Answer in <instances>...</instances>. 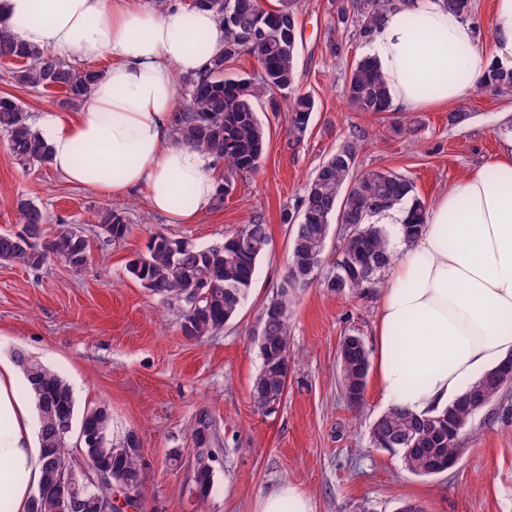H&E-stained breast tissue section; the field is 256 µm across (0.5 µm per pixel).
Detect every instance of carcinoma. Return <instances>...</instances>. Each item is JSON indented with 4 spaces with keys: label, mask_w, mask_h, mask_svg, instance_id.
Instances as JSON below:
<instances>
[{
    "label": "carcinoma",
    "mask_w": 512,
    "mask_h": 512,
    "mask_svg": "<svg viewBox=\"0 0 512 512\" xmlns=\"http://www.w3.org/2000/svg\"><path fill=\"white\" fill-rule=\"evenodd\" d=\"M388 0H336V30L353 26L352 37L367 40L382 17ZM448 10L469 18L474 0H444ZM192 8L212 12L224 25V51L213 56L199 75L185 79L183 100L176 111L175 131L187 145L215 156L230 174L255 172L266 149L267 134L257 117L255 104L266 97L272 109L279 98L288 102L289 132L300 138L308 129L314 100L308 95L288 96L296 83L298 55L297 0H278L273 9L258 0H193ZM253 57L259 70L255 76L226 74L228 64L241 56ZM14 57L23 65L12 72L19 84L35 91L51 88L65 92L69 108L80 107L99 77L95 70L79 69L51 53L19 40L0 18V59ZM478 88L512 97V69L492 65ZM345 98L356 112L381 113L391 109L387 86L372 61L364 57L351 68L345 81ZM0 131L5 133L12 154L22 162L49 163V148L42 134L28 122L22 106L13 98L0 97ZM359 139L343 141L318 167L306 185L301 200L302 215L291 240L287 276L275 297L264 306V342L259 344L263 363L252 386L254 405L260 409L281 399L287 388L290 357L292 289L309 284L305 272L317 267L327 246L330 224L350 226L335 271L323 288L336 295L353 294L375 283L392 262L391 233L374 217L395 205L407 207L399 231L408 240L417 239L425 228L427 205L414 193L413 183L403 174L386 169H361ZM23 231L32 243L21 246L14 234H0V261L42 266L53 256L71 270L81 271L89 262L88 240L72 228L58 232L47 244V215L41 207L18 201ZM99 234L109 241L125 237L128 225L106 211L99 215ZM267 225L254 219L224 237V244L201 247L190 240L172 239L163 233L148 241L146 253L130 261L127 271L143 287L181 307V329L185 336L200 340L213 336L234 320L245 300L256 272V264L268 245ZM361 337H344L338 349L342 390L355 399L360 410L370 370L367 346L356 348ZM28 388L37 400L40 441L44 452V479L32 498L29 512H60L56 489L66 478L65 469L51 463H73L71 434H62L65 420H75L76 400L70 385L57 373L23 351L14 352ZM512 376L490 370L475 380L446 409L432 417H418L404 407H394L372 423V444L401 455L405 468L420 477L437 475L433 463L463 452V435L471 418L491 403ZM112 416L99 407L83 413L78 430L97 437L88 443L77 437L83 457L92 459L102 472H111L114 485H144L143 448L139 437L127 433L121 445L112 443ZM195 450L189 459L193 491L205 503L214 489V456L211 419L196 414L191 425Z\"/></svg>",
    "instance_id": "obj_1"
}]
</instances>
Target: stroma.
I'll return each mask as SVG.
<instances>
[{
  "mask_svg": "<svg viewBox=\"0 0 512 512\" xmlns=\"http://www.w3.org/2000/svg\"><path fill=\"white\" fill-rule=\"evenodd\" d=\"M333 11L332 0L298 2L294 90L315 101L307 132L294 141L287 110L257 105L269 132L259 167L236 178L198 223H169L149 210L144 192L113 198L69 183L51 166L20 163L0 135V233L21 230L18 202L27 199L48 212L47 234L77 225L91 247V260L78 273L55 258L37 269L0 262V357L23 350L70 384L79 410L107 408L113 441L130 431L139 436L143 512H197L189 465L173 464L169 455L191 454L189 425L202 409L219 440L207 512H255L259 498L288 481L311 495L315 512H395L404 499L418 501L425 512H512V385L473 416L465 451L450 471L419 477L405 470L399 455L372 445L370 423L384 411L376 384L368 382L363 410L351 408L337 353L344 336L371 341L377 289L330 295L320 286L340 256L342 225H331L316 279L295 300L287 389L265 409L253 404L262 366L258 318L288 268L290 227L283 215H300L305 186L323 160L358 133L360 168L407 176L430 204L512 138V98L486 90L458 101L471 114L467 124L449 125V108H434L420 112L422 127L414 135L395 133L401 111L352 110L344 83L365 45L350 38L341 55L329 54ZM13 68L0 60V95L17 99L30 121L45 112L68 115L64 92L13 83ZM106 209L128 224L123 239L100 236L92 217ZM258 216L269 244L238 317L217 335L184 336L177 306L126 270L154 233L211 246Z\"/></svg>",
  "mask_w": 512,
  "mask_h": 512,
  "instance_id": "35a3bbf8",
  "label": "stroma"
}]
</instances>
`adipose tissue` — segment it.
<instances>
[{
	"label": "adipose tissue",
	"instance_id": "obj_1",
	"mask_svg": "<svg viewBox=\"0 0 512 512\" xmlns=\"http://www.w3.org/2000/svg\"><path fill=\"white\" fill-rule=\"evenodd\" d=\"M21 41L70 64L100 67L75 117L45 113L39 130L52 168L74 184L121 198L144 191L152 212L196 223L217 183L214 159L173 131L177 79L204 69L224 46L212 12L178 0H0ZM492 43L442 0H392L366 51L393 106L453 104L491 63L512 68V0H495ZM111 63H104V56ZM189 205H179L180 195ZM378 296L374 377L384 406L428 417L512 356V140L471 168L429 208L415 240L395 235ZM21 372L0 358V506L27 512L43 481L35 399ZM256 512H315L312 497L285 482Z\"/></svg>",
	"mask_w": 512,
	"mask_h": 512
}]
</instances>
